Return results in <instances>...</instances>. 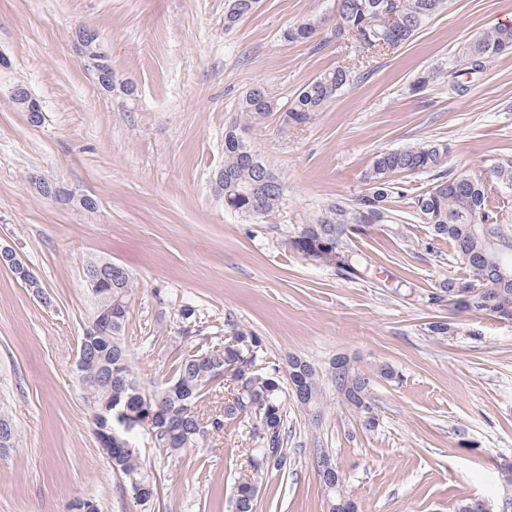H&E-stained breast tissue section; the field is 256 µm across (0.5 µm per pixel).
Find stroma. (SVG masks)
Listing matches in <instances>:
<instances>
[{"instance_id":"stroma-1","label":"stroma","mask_w":512,"mask_h":512,"mask_svg":"<svg viewBox=\"0 0 512 512\" xmlns=\"http://www.w3.org/2000/svg\"><path fill=\"white\" fill-rule=\"evenodd\" d=\"M309 19L321 24L317 40L285 39ZM335 22L336 0H260L229 30L224 0H0V245L46 293L34 297L0 268V408L18 431L0 459V512H76L86 499L99 512H231L249 472L246 423L173 456L143 436L157 494L136 505L78 381L92 261L138 281L125 345L148 389L163 387L189 350L188 306L207 343L223 342L233 323L260 336L277 365L294 354L322 368L344 354L372 376V432L335 395L316 420L287 402L288 468L259 478L256 512H326L323 453L360 512H456L469 499L502 512L512 500L500 474L512 461V321L428 303L439 282L466 275L452 246L425 251L430 227L405 201L403 235L377 226L355 243L377 269L373 282L345 281L284 245L331 200L363 194L379 152L437 141L448 173L481 179L512 159V53L442 77L471 39L512 25V0H449L412 42L383 54L330 41ZM80 26L98 33L115 89L76 54ZM338 66L352 68V83L308 123L283 128L281 107ZM17 82L39 102L41 124L10 100ZM257 85L277 109L248 124L238 102ZM233 124L285 181L282 206L255 222L225 209L212 183ZM34 175L66 184L75 202L40 195ZM86 197L95 210L82 207ZM439 319L455 335H428ZM383 365L397 380L377 378Z\"/></svg>"}]
</instances>
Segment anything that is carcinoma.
<instances>
[{
  "instance_id": "carcinoma-1",
  "label": "carcinoma",
  "mask_w": 512,
  "mask_h": 512,
  "mask_svg": "<svg viewBox=\"0 0 512 512\" xmlns=\"http://www.w3.org/2000/svg\"><path fill=\"white\" fill-rule=\"evenodd\" d=\"M258 0H225L224 28L234 27L257 8ZM448 0H337L336 23L329 39L355 41L360 50L382 51L414 40L420 30L443 12ZM319 24L314 20L290 27L285 38L311 39ZM512 50V27L498 26L476 38L464 49L457 66L476 71L485 63ZM353 81L347 66L328 70L306 84L283 110L284 125L308 122L322 111ZM275 103L266 90L256 86L241 98L238 110L245 120L258 124L273 111ZM447 146L423 141L411 146L376 154L366 174L369 188L353 203L338 198L328 203L307 224L293 228L288 248L302 259L332 268L345 280L370 282L377 270L353 249V241L370 234L383 224L400 233L398 214L389 206L394 197L405 198L410 189L397 183L401 174H433L428 190L411 197L416 214L430 226L432 239L453 245L460 263L467 270L463 279L450 278L439 284V291L428 295L437 305L451 296L455 309L485 312L512 321V283L500 284L497 266L512 268L505 257H512V231L502 224L479 223L490 216L484 182L468 175H450L444 170ZM493 175L503 187L512 189V161L498 163ZM215 187L224 197V207L249 219L264 218L278 211L285 194L280 174L250 145L242 140L236 126L224 131V166L214 175ZM92 262L84 270L87 292L93 304L92 317L112 311V324L84 333L80 345L86 358L78 366L83 401L92 416L112 423V447L102 448L112 469L131 487L138 502L150 503L155 483L143 467L136 434L123 432L115 423L121 415L152 419L151 443L170 455L195 446L207 434L220 433L230 421L252 422L258 446L248 449L247 463L253 478L236 488L233 512H255V478L288 463L284 427V387L279 368L264 360L262 339L249 330L230 325L224 342L201 346L187 354L175 368L170 381L159 390L147 391L134 375L122 343L128 311L120 302L131 301L137 283L125 268L112 265V287H97ZM289 369L301 379L299 404L311 415L319 416L324 395L336 393L344 407L359 421L362 429L378 427L371 399L372 379L345 357L329 363L325 374L309 361L294 356ZM232 386L224 408L204 420L195 408L219 382ZM327 512L336 505L355 503L344 494L341 482H324Z\"/></svg>"
}]
</instances>
